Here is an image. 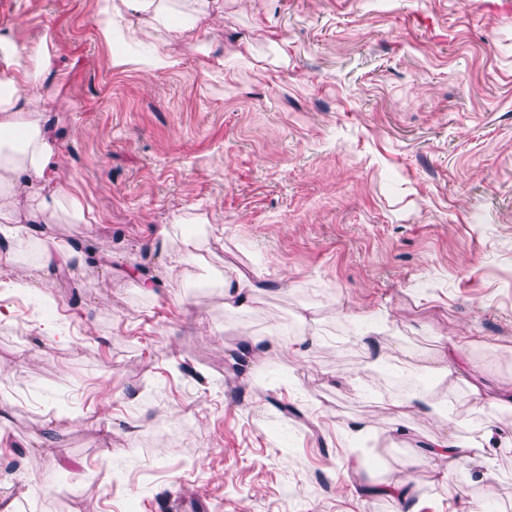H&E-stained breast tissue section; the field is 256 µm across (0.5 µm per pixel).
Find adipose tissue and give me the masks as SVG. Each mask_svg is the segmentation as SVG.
<instances>
[{"mask_svg": "<svg viewBox=\"0 0 512 512\" xmlns=\"http://www.w3.org/2000/svg\"><path fill=\"white\" fill-rule=\"evenodd\" d=\"M223 14V0H98V29L106 42L117 45L113 67L158 74L177 64L165 36L194 37L195 51L211 56L212 46L199 36ZM55 65L45 43L28 49L9 32H0V135H21L16 144L0 138L1 224H44L55 218L72 224L87 221L80 201L53 180L55 140L35 89ZM451 426L450 432L435 437L422 455L423 463L442 477L460 461L490 469L494 457L489 443H461L455 434L460 420H452Z\"/></svg>", "mask_w": 512, "mask_h": 512, "instance_id": "obj_1", "label": "adipose tissue"}]
</instances>
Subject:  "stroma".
<instances>
[{"label": "stroma", "mask_w": 512, "mask_h": 512, "mask_svg": "<svg viewBox=\"0 0 512 512\" xmlns=\"http://www.w3.org/2000/svg\"><path fill=\"white\" fill-rule=\"evenodd\" d=\"M506 2L226 0L223 66L179 37L177 65L147 74L113 67L97 0H0L18 44L50 36L55 176L91 218L0 237V505L403 512L382 492L402 481L412 512H512V448L485 475L414 465L445 414L397 417L358 342L361 315L385 317L388 371L447 399L460 441L512 420L422 368L468 336L459 365L488 398L512 389ZM195 214L209 237L170 267L171 228ZM50 240L95 255L44 270ZM242 274L252 301L225 308ZM361 420L375 437L357 456L344 432Z\"/></svg>", "instance_id": "obj_1"}]
</instances>
